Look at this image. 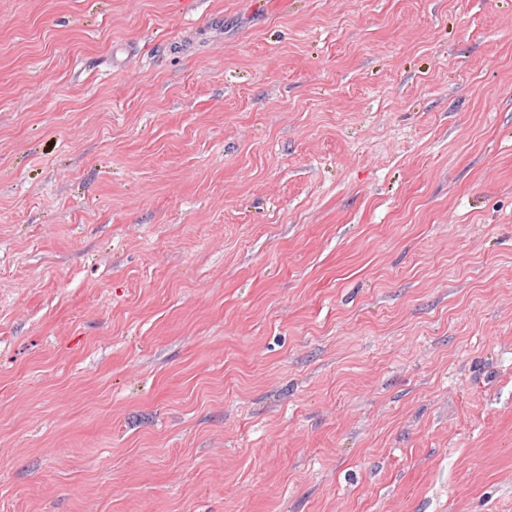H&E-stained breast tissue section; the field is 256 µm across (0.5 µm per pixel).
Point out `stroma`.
<instances>
[{
  "label": "stroma",
  "mask_w": 512,
  "mask_h": 512,
  "mask_svg": "<svg viewBox=\"0 0 512 512\" xmlns=\"http://www.w3.org/2000/svg\"><path fill=\"white\" fill-rule=\"evenodd\" d=\"M0 512H512V0H0Z\"/></svg>",
  "instance_id": "stroma-1"
}]
</instances>
